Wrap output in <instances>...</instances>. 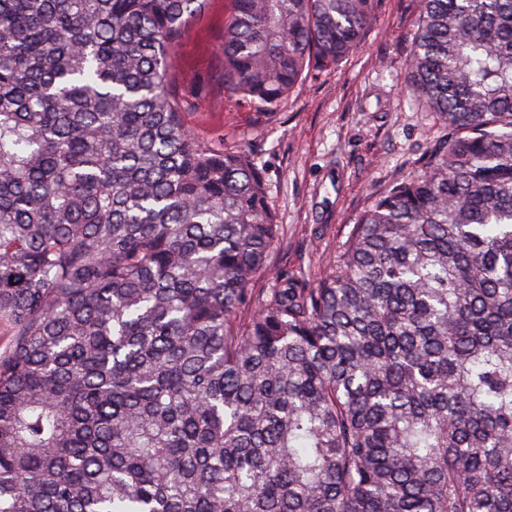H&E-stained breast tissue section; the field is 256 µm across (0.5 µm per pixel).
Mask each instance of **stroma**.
Returning <instances> with one entry per match:
<instances>
[{
    "label": "stroma",
    "mask_w": 512,
    "mask_h": 512,
    "mask_svg": "<svg viewBox=\"0 0 512 512\" xmlns=\"http://www.w3.org/2000/svg\"><path fill=\"white\" fill-rule=\"evenodd\" d=\"M230 14V0H207L174 49L180 94L206 90L184 119L200 141L256 152L275 221L284 227L275 263L314 279L372 198L412 175L425 148L448 133L403 81L419 0H379L361 48L307 77L272 112L224 90L219 49Z\"/></svg>",
    "instance_id": "stroma-1"
}]
</instances>
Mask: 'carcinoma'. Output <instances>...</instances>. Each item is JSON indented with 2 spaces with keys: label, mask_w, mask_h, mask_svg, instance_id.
Here are the masks:
<instances>
[{
  "label": "carcinoma",
  "mask_w": 512,
  "mask_h": 512,
  "mask_svg": "<svg viewBox=\"0 0 512 512\" xmlns=\"http://www.w3.org/2000/svg\"><path fill=\"white\" fill-rule=\"evenodd\" d=\"M204 0H0V512H512V0H421L451 136L314 281L249 148L184 122ZM376 0H232L273 109Z\"/></svg>",
  "instance_id": "carcinoma-1"
}]
</instances>
